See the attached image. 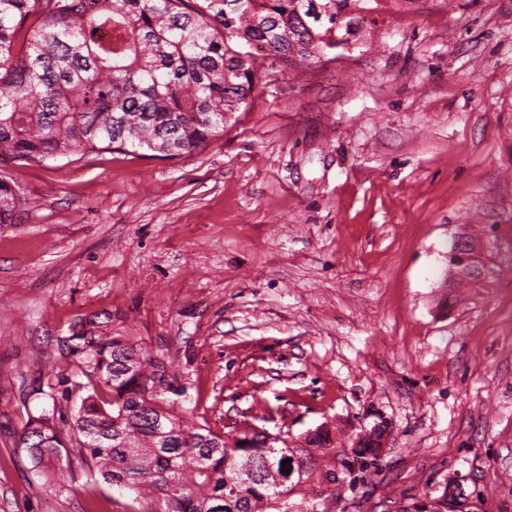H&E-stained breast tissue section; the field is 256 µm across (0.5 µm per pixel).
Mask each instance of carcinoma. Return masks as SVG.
<instances>
[{
	"label": "carcinoma",
	"mask_w": 512,
	"mask_h": 512,
	"mask_svg": "<svg viewBox=\"0 0 512 512\" xmlns=\"http://www.w3.org/2000/svg\"><path fill=\"white\" fill-rule=\"evenodd\" d=\"M0 0V159L43 165L105 150L177 159L224 134L245 110L258 70L235 57L236 43L265 46L282 62L319 60L336 18L340 30L367 22L380 0ZM25 203L0 178V225ZM70 375L49 369L24 400L48 405L27 414L20 442L48 487L73 489L70 456L94 481L132 492V512H290L288 495L310 476L309 448L336 458L329 430L296 448L245 429L215 432L189 423L164 394L177 367L112 327V313L76 318L58 337ZM67 384L61 394L57 386ZM72 405L65 413L60 402Z\"/></svg>",
	"instance_id": "cac0c4a2"
}]
</instances>
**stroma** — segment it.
Here are the masks:
<instances>
[{
  "label": "stroma",
  "instance_id": "1",
  "mask_svg": "<svg viewBox=\"0 0 512 512\" xmlns=\"http://www.w3.org/2000/svg\"><path fill=\"white\" fill-rule=\"evenodd\" d=\"M0 512H126L57 494L16 442L57 338L106 310L178 367V407L335 448L392 426L331 512H397L460 485L512 512V0H395L353 49L264 65L217 139L177 159L1 161ZM480 277L447 282L458 234ZM25 203L20 191L10 184L7 177L0 180V227L2 224H14L17 209Z\"/></svg>",
  "mask_w": 512,
  "mask_h": 512
}]
</instances>
